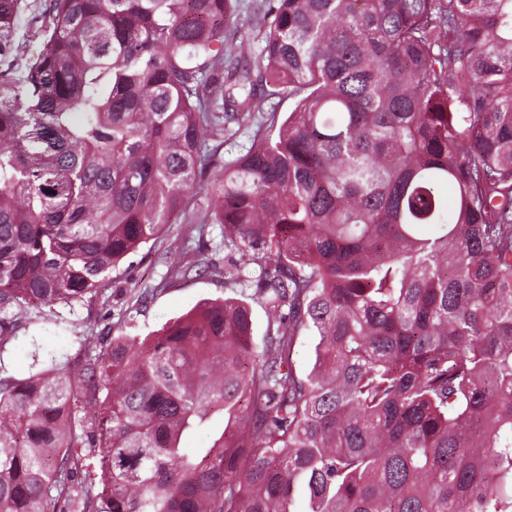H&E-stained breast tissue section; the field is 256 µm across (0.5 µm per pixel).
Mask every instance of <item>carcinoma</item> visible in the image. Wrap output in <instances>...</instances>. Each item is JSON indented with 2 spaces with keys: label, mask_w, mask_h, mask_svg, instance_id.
<instances>
[{
  "label": "carcinoma",
  "mask_w": 512,
  "mask_h": 512,
  "mask_svg": "<svg viewBox=\"0 0 512 512\" xmlns=\"http://www.w3.org/2000/svg\"><path fill=\"white\" fill-rule=\"evenodd\" d=\"M240 5L48 0L25 58L0 0V343L180 220L224 267L170 278L254 289L0 363V512H512V0H256L255 49ZM315 343L316 336H313L310 331L304 330L300 333L292 354V361L297 373L305 375L312 369Z\"/></svg>",
  "instance_id": "cac0c4a2"
}]
</instances>
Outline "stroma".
I'll use <instances>...</instances> for the list:
<instances>
[{
	"label": "stroma",
	"instance_id": "obj_1",
	"mask_svg": "<svg viewBox=\"0 0 512 512\" xmlns=\"http://www.w3.org/2000/svg\"><path fill=\"white\" fill-rule=\"evenodd\" d=\"M204 239L208 256L224 262V228L219 224H180L174 231L149 241L112 273V286L92 308L57 307L49 320L32 325L18 338L0 347V362L17 376L29 373L32 344L42 353L97 357L108 336L145 337L184 315L199 301L230 296L219 277L193 281L172 280L161 258L177 245Z\"/></svg>",
	"mask_w": 512,
	"mask_h": 512
}]
</instances>
